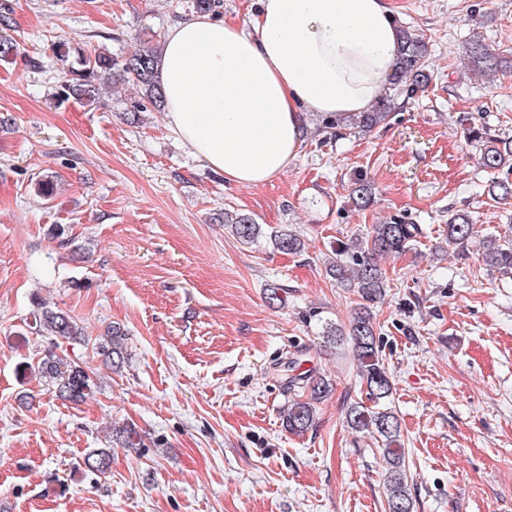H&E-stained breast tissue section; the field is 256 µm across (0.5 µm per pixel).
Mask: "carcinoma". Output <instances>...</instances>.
Instances as JSON below:
<instances>
[{
	"instance_id": "obj_1",
	"label": "carcinoma",
	"mask_w": 512,
	"mask_h": 512,
	"mask_svg": "<svg viewBox=\"0 0 512 512\" xmlns=\"http://www.w3.org/2000/svg\"><path fill=\"white\" fill-rule=\"evenodd\" d=\"M399 55L388 86L379 102L368 112H361L350 119V125L361 131H371L387 123L399 108V99L411 100L428 86L431 76L425 65L427 45L423 38L409 27H400ZM471 71L478 75L495 74L512 70V57L476 40L466 50ZM158 55L154 49L136 50L120 59L106 49L90 55L78 56V67L69 69L71 83L67 91L93 104L100 98L101 85L114 78L133 82L140 98L153 107L164 109V99L157 80ZM469 138L480 146V164L498 173L487 185V194L494 200H512V137L490 136L484 128H472ZM350 198L356 207L366 209L374 199V187L363 176L352 182ZM224 223L242 242L250 243L264 235L263 225L248 214L224 213ZM448 245L465 251L475 233L472 216L456 211L448 217ZM419 235L418 225L396 215L385 224H374L370 232L350 244L341 243L333 249V258L326 263V275L343 288H348L359 298L358 312L349 328H339L332 323L323 331L327 341L337 345L347 341L357 362V376L364 386L365 398L353 402L346 411L348 427L355 433H373L381 439L383 462L386 465L384 494L388 512H414L415 503L408 487L405 448L402 447L401 427L391 410L393 384L383 358L382 339L377 334L373 308L384 300L386 279L378 263L383 256H396L410 250ZM273 248L285 254L298 253L304 243L295 231L281 227L269 234ZM484 260L490 267L504 275L512 276V242L506 244L490 238L485 240ZM35 323L44 336L77 340L85 337L83 329L65 311L43 307L35 315ZM96 353L120 370L127 360V333L119 326L107 332L104 342L95 347ZM298 357L287 362L288 393L292 395L284 410L282 424L286 431L302 434L316 425L317 404L332 391V384L313 369L300 370ZM38 373L52 387L54 395L62 400L78 403L93 393L96 383L88 371L55 351H47L38 362ZM116 445L135 448L141 445L137 431H116ZM112 463V449L97 448L85 456L89 470L104 472Z\"/></svg>"
}]
</instances>
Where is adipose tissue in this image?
<instances>
[{
  "label": "adipose tissue",
  "instance_id": "adipose-tissue-1",
  "mask_svg": "<svg viewBox=\"0 0 512 512\" xmlns=\"http://www.w3.org/2000/svg\"><path fill=\"white\" fill-rule=\"evenodd\" d=\"M398 44L386 0H257L245 26L192 16L163 38L168 126L226 182L267 183L298 158L306 117L372 108Z\"/></svg>",
  "mask_w": 512,
  "mask_h": 512
}]
</instances>
